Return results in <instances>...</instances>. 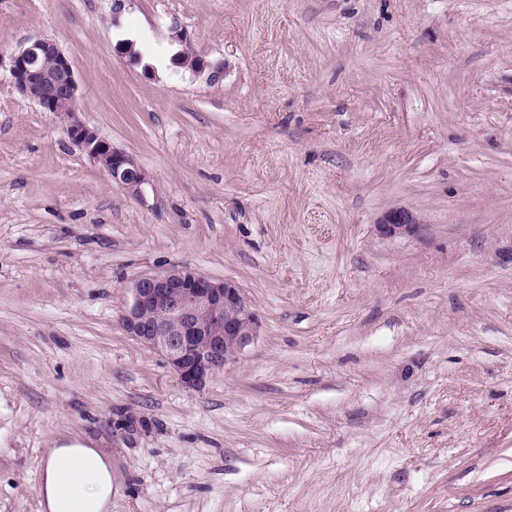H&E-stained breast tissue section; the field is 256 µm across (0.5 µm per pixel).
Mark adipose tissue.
<instances>
[{"label": "adipose tissue", "mask_w": 512, "mask_h": 512, "mask_svg": "<svg viewBox=\"0 0 512 512\" xmlns=\"http://www.w3.org/2000/svg\"><path fill=\"white\" fill-rule=\"evenodd\" d=\"M122 488L112 478V458L74 439L44 453L39 512H112Z\"/></svg>", "instance_id": "1"}]
</instances>
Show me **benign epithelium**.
<instances>
[{"label": "benign epithelium", "mask_w": 512, "mask_h": 512, "mask_svg": "<svg viewBox=\"0 0 512 512\" xmlns=\"http://www.w3.org/2000/svg\"><path fill=\"white\" fill-rule=\"evenodd\" d=\"M183 66L194 73H208L213 82L224 77L222 60L187 54ZM9 75L22 100L68 121L71 142L113 182L135 196L143 195L149 178L136 161L115 149L95 128L74 119L78 86L69 59L55 42L38 39L20 46L9 57ZM416 227L401 211L391 212L379 224L380 232L389 236ZM131 292L132 300L120 317L123 330L160 353L186 389L205 385L258 336L257 315L232 281L208 278L184 265L140 276Z\"/></svg>", "instance_id": "obj_1"}]
</instances>
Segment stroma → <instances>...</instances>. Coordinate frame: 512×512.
Here are the masks:
<instances>
[{
    "label": "stroma",
    "instance_id": "stroma-1",
    "mask_svg": "<svg viewBox=\"0 0 512 512\" xmlns=\"http://www.w3.org/2000/svg\"><path fill=\"white\" fill-rule=\"evenodd\" d=\"M113 3L0 0V56L55 41L150 179L0 69V512L73 436L112 512H512V0ZM176 265L260 323L198 391L120 324ZM183 66L187 67L194 73L208 72L210 81L216 82L224 77L225 62L223 60L209 61L203 58H198L190 54H184ZM417 224L413 219L401 211H393L387 215L384 222L379 224L380 232L384 235H395L413 232Z\"/></svg>",
    "mask_w": 512,
    "mask_h": 512
}]
</instances>
